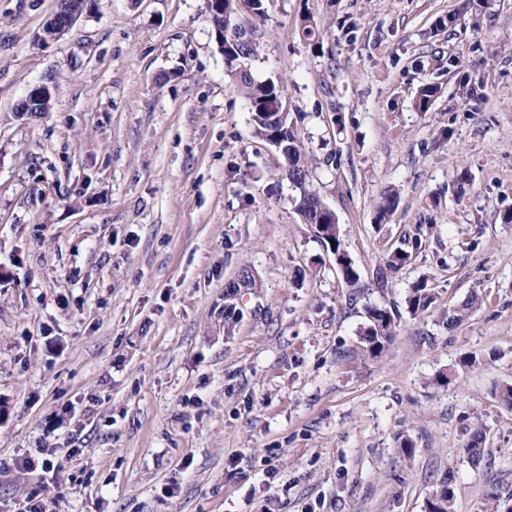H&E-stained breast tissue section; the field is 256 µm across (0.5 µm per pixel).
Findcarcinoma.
Masks as SVG:
<instances>
[{"label":"carcinoma","mask_w":512,"mask_h":512,"mask_svg":"<svg viewBox=\"0 0 512 512\" xmlns=\"http://www.w3.org/2000/svg\"><path fill=\"white\" fill-rule=\"evenodd\" d=\"M230 7L237 13H247L257 27L266 20L262 0H231ZM212 36H220V50L224 53L226 72L236 91L247 101L255 134L266 142L280 137L285 146V155L280 167V178L288 182L297 192L295 209L303 223L317 231L316 239L326 253L339 260V272L344 283L355 286L360 274L349 253L342 244L338 219L333 210L323 204L318 195L310 190L311 171L306 161L304 143L296 129V121L285 110L286 84L283 80L268 79L258 82L252 75V62L258 59L257 44L242 43L234 29L225 24L224 18H210ZM399 204L398 193L392 189L384 191L376 202V220L382 224L395 213ZM410 254L401 247L387 252L385 267L391 272L399 271L408 262ZM437 300L435 290L430 287L429 279L417 281L406 297L407 310L412 315L427 311ZM480 297L473 293L459 307L446 310L441 314L442 323L449 328L455 327L478 308ZM399 314L385 304L365 307V324L360 329V342L363 353L371 359L380 357L396 335V322ZM484 430L476 428L464 452L470 460L478 464L485 456ZM455 494L451 482L446 480L440 489L427 502L426 512H454Z\"/></svg>","instance_id":"obj_1"}]
</instances>
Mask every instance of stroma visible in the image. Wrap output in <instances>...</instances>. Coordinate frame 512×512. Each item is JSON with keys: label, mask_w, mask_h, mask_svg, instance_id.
I'll return each mask as SVG.
<instances>
[{"label": "stroma", "mask_w": 512, "mask_h": 512, "mask_svg": "<svg viewBox=\"0 0 512 512\" xmlns=\"http://www.w3.org/2000/svg\"><path fill=\"white\" fill-rule=\"evenodd\" d=\"M464 3L263 2L253 75L286 83L350 288L254 136L205 0H95L47 43L56 0H0V512L40 484L13 465L37 448L64 461L60 512H424L447 477L455 512H512L494 395L512 384V0ZM38 84L49 112H17ZM246 266L258 285L228 302ZM424 277L438 300L414 316ZM381 303L400 319L372 360L358 331ZM480 305V297L471 293L470 297L459 307L446 310L441 314L442 323L448 328H452L461 323L470 312L477 309Z\"/></svg>", "instance_id": "obj_1"}]
</instances>
